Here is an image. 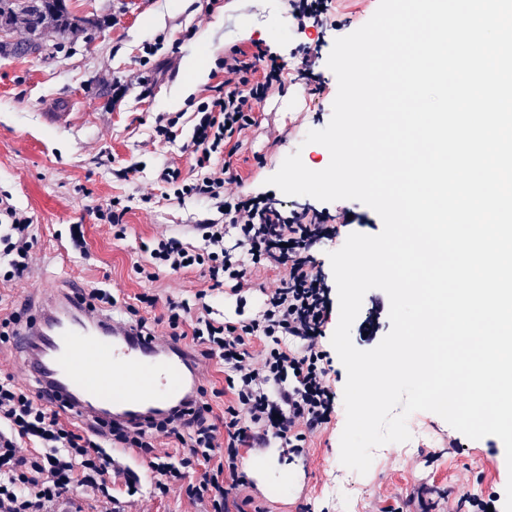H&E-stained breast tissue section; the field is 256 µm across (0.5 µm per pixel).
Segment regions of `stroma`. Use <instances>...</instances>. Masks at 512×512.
<instances>
[{
	"label": "stroma",
	"mask_w": 512,
	"mask_h": 512,
	"mask_svg": "<svg viewBox=\"0 0 512 512\" xmlns=\"http://www.w3.org/2000/svg\"><path fill=\"white\" fill-rule=\"evenodd\" d=\"M76 15L102 20V27L59 44L42 54H0V195L30 217L37 244L30 270L16 284L0 283V310L38 304L48 289L75 282L110 289L119 300L146 293L155 307L143 314H162L169 298H192L207 288L202 272L163 274L154 282L138 279L134 266L148 257L146 248L161 237L176 235L195 243L194 225L215 218L214 202L188 197L182 202L143 203L154 192L151 180L164 164L190 171L183 146L191 138L194 112L223 81L219 63L236 48L269 49L286 68L283 89L258 104L257 124L242 135L232 158L242 177L243 193L270 196L283 210L346 208L365 225L381 227L380 217L355 200L325 203L310 196H288L267 185L287 155L301 152L302 161L319 171L330 162L328 150L305 144L309 130L324 128L332 116L337 79L327 66L336 38L364 25L379 0H329V24L300 33L288 15L286 0H65ZM196 55L208 68L206 80L178 106H170L188 78L183 59ZM312 65L311 78L299 76L302 60ZM50 112L67 113L62 123H49ZM178 117V136L168 142L155 137L159 115ZM128 211L125 239L117 240L98 211L113 198ZM81 225L89 255L70 244L71 225ZM261 291H213L209 302L226 320L255 316ZM390 301L379 289L368 291L351 329L355 347L370 350L389 332ZM344 406H337L330 426L317 433L309 448L291 453L271 449L268 481L275 499L293 494L292 477L310 466L308 494L296 512H454L463 495L495 496L503 508L508 471L501 440H471L435 413H413L408 427L422 439L413 453L390 443L357 476L340 462Z\"/></svg>",
	"instance_id": "35a3bbf8"
}]
</instances>
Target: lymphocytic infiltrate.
<instances>
[{
	"mask_svg": "<svg viewBox=\"0 0 512 512\" xmlns=\"http://www.w3.org/2000/svg\"><path fill=\"white\" fill-rule=\"evenodd\" d=\"M224 79L197 107L199 119L186 148L190 176L167 165L155 174L163 199L195 196L215 201L218 218L197 225V244L174 236L156 240L147 263L136 265L141 279L202 269L210 289L190 299H168L164 312L149 321L141 304L118 302L102 288L86 291L91 309L119 308L122 319L142 336L165 325L171 340L189 343L197 359L224 365V422L212 420L209 391L198 386L188 408L146 427L82 425L62 407L50 406L43 391L0 376V512H61L75 491L91 495L97 512H121L112 494V476L124 473L126 493L135 496L140 478L123 467L114 449L132 448L155 474L153 492L162 497L185 484L190 499L226 512L232 490L246 485L242 451L272 443L301 452L310 438L331 423L336 391L330 360L321 343L333 303L314 252L323 242L352 230L350 212L277 208L268 198L241 196V181L228 159L233 137L255 123L256 105L284 84V64L269 50L254 55L236 50L225 56ZM36 241L30 218L0 197V281L18 282L29 271ZM280 270L277 284L265 292L261 310L238 322L216 316L208 302L211 289L252 287L258 267ZM174 439L175 453H158L157 436Z\"/></svg>",
	"mask_w": 512,
	"mask_h": 512,
	"instance_id": "lymphocytic-infiltrate-1",
	"label": "lymphocytic infiltrate"
}]
</instances>
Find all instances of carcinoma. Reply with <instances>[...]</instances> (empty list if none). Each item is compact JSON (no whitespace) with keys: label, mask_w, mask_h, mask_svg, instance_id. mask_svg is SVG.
<instances>
[{"label":"carcinoma","mask_w":512,"mask_h":512,"mask_svg":"<svg viewBox=\"0 0 512 512\" xmlns=\"http://www.w3.org/2000/svg\"><path fill=\"white\" fill-rule=\"evenodd\" d=\"M99 26L98 20L70 12L65 0H0V31L13 33L19 28L37 32L41 41L0 42V53L23 56L42 48L53 38H77Z\"/></svg>","instance_id":"obj_1"}]
</instances>
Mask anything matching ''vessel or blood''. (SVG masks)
I'll return each instance as SVG.
<instances>
[{
    "mask_svg": "<svg viewBox=\"0 0 512 512\" xmlns=\"http://www.w3.org/2000/svg\"><path fill=\"white\" fill-rule=\"evenodd\" d=\"M32 317L21 339L25 365L80 418L158 419L195 393L199 369L191 353L170 340L136 335L116 315L89 309L74 290L51 291ZM245 459L253 493L269 501L261 455L250 450Z\"/></svg>",
    "mask_w": 512,
    "mask_h": 512,
    "instance_id": "b4317fda",
    "label": "vessel or blood"
}]
</instances>
